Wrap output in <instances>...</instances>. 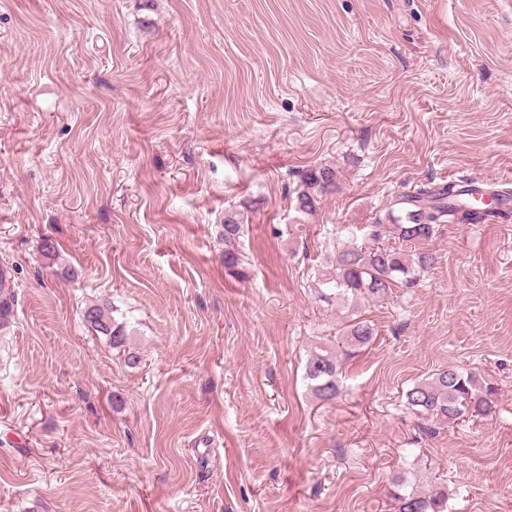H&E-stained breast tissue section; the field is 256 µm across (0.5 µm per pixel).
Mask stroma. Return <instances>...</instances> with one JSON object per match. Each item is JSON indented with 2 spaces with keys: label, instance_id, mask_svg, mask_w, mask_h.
<instances>
[{
  "label": "stroma",
  "instance_id": "1",
  "mask_svg": "<svg viewBox=\"0 0 512 512\" xmlns=\"http://www.w3.org/2000/svg\"><path fill=\"white\" fill-rule=\"evenodd\" d=\"M458 179L512 185V0H0V512H396L406 468L512 512V217L441 228L364 306L336 403L303 379L342 320L307 283L337 231ZM103 301L138 367L84 321ZM451 365L496 407L423 436L404 394ZM340 188L336 167L324 164L307 169L294 190L293 208L298 215L315 214L326 197ZM243 217L239 213L224 215L222 237L224 236V268L232 275L246 278L248 273L244 267V255L241 250V237L243 235Z\"/></svg>",
  "mask_w": 512,
  "mask_h": 512
}]
</instances>
